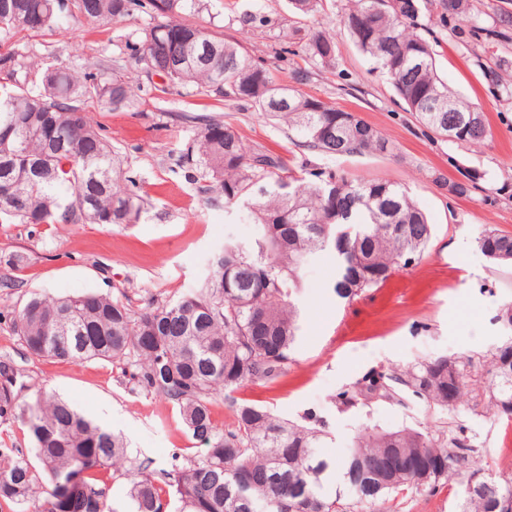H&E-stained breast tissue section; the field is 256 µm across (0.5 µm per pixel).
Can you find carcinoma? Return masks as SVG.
Segmentation results:
<instances>
[{
  "label": "carcinoma",
  "mask_w": 512,
  "mask_h": 512,
  "mask_svg": "<svg viewBox=\"0 0 512 512\" xmlns=\"http://www.w3.org/2000/svg\"><path fill=\"white\" fill-rule=\"evenodd\" d=\"M418 0H352L344 17L355 46L391 80L415 118L439 137L461 144L487 135L484 113L448 90L431 42L416 32ZM440 22L467 18L469 34L492 30L471 18L469 0H440ZM205 0H0V219L23 224H135L146 205L133 181L83 108L97 98L114 112L137 105L121 62L134 61L184 94L237 101L287 127L305 146L336 157L385 154L388 142L356 117L336 124L338 109L281 83L238 43L195 17ZM144 24L113 41L112 65L77 70L40 68L19 50L22 31L54 32L72 20L98 28L125 17ZM181 37L180 65L166 69L169 36ZM335 37L306 39L300 83L335 60ZM181 165L203 182L208 203L245 213L253 237L229 242L197 288L174 301L134 308L130 300L82 294L35 295L10 319L13 333L37 357L70 362L110 359L129 369L142 390L178 407L199 458L130 477L132 512H391L400 497L453 490L458 512H498L512 499V478L485 472L481 445L462 424L448 431L364 430L345 456L322 457L327 433L284 421L233 393L248 382L284 375L297 341L303 266L317 253L336 255L333 291L351 301L381 286L428 246L433 225L409 191L385 180L356 181L335 172H298L260 148L247 147L224 123L198 118ZM451 182L457 196L482 175ZM69 186L65 199L59 188ZM481 253L512 264V235L492 228L476 238ZM472 356L440 355L364 378L343 391L344 407L403 387L457 417L468 394ZM489 379L479 394L512 420V337L490 352ZM21 373L0 361V418L27 428L33 455L0 448V499L25 512H116L106 493L127 448L54 394L38 390L23 405ZM233 423L220 427L211 405L219 397Z\"/></svg>",
  "instance_id": "obj_1"
}]
</instances>
